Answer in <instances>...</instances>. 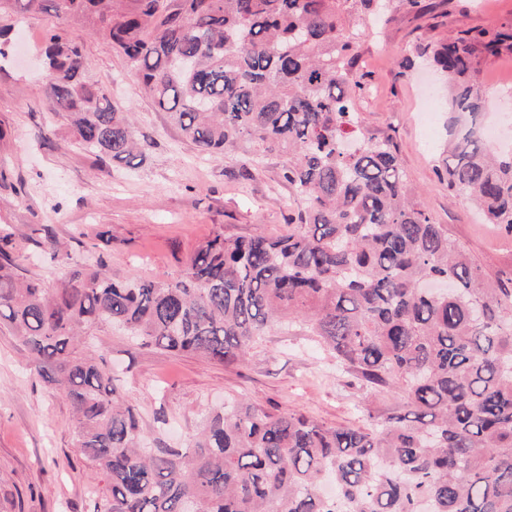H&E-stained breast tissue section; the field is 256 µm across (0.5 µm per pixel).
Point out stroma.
I'll list each match as a JSON object with an SVG mask.
<instances>
[{
	"instance_id": "stroma-1",
	"label": "stroma",
	"mask_w": 512,
	"mask_h": 512,
	"mask_svg": "<svg viewBox=\"0 0 512 512\" xmlns=\"http://www.w3.org/2000/svg\"><path fill=\"white\" fill-rule=\"evenodd\" d=\"M357 34V64L368 91L358 102L368 134L392 137L406 178L435 223L480 266L492 283L512 278V235L485 219L465 194L450 196L436 176L448 139L446 91L426 65L402 68L419 44L464 29L512 31V0H393L378 27L347 16ZM17 41L0 57V224L19 242L25 276L54 287L60 266L35 242L33 228L50 225L72 265L102 257L113 274L166 280L214 234H287L299 209L279 179V164L235 175L238 161L204 157L184 142L166 112L143 89L130 63L88 27L54 13H0V28ZM80 42L85 77L136 114V133L150 143L132 166L77 147L66 120L51 112L40 75L41 46L54 30ZM487 110L478 122L498 147H512V54L480 64ZM89 345L102 358L124 400L140 412L144 444L185 448L201 420L244 398L265 409L298 412L331 426H365L370 417L401 413L397 389L370 388L341 372L315 337L273 331L244 360L216 363L189 354L136 346L97 325ZM106 487L76 446V427L62 394L30 375L27 353L0 328V512H93Z\"/></svg>"
}]
</instances>
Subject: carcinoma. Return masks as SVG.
Returning <instances> with one entry per match:
<instances>
[{
    "instance_id": "1",
    "label": "carcinoma",
    "mask_w": 512,
    "mask_h": 512,
    "mask_svg": "<svg viewBox=\"0 0 512 512\" xmlns=\"http://www.w3.org/2000/svg\"><path fill=\"white\" fill-rule=\"evenodd\" d=\"M386 0H0L88 26L204 156L282 158L304 203L278 238L217 233L166 280L112 276L98 257L56 287L19 274L0 226V325L30 371L64 395L77 447L108 484L93 512H512V289L491 285L406 181L396 146L364 131L355 36L344 14ZM512 34L467 29L428 43L448 80V155L436 172L512 235V151L477 132L483 56ZM49 108L83 149L131 163L149 143L84 75L82 46L44 48ZM233 363L272 330L315 336L407 412L328 426L244 401L192 446L145 448L140 414L85 351L87 329Z\"/></svg>"
}]
</instances>
